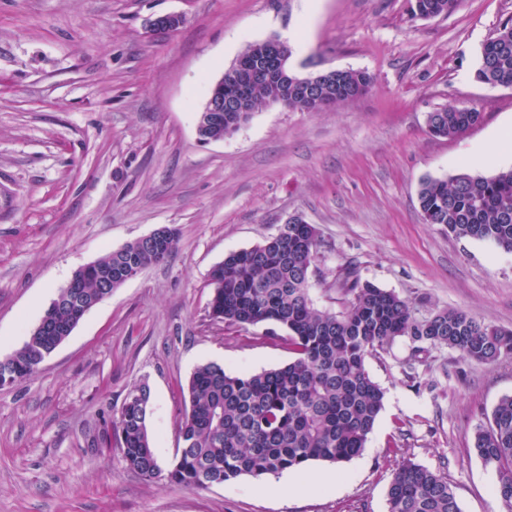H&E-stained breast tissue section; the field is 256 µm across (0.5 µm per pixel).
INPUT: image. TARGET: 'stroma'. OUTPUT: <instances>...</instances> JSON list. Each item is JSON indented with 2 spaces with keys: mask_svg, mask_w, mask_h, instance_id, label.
<instances>
[{
  "mask_svg": "<svg viewBox=\"0 0 512 512\" xmlns=\"http://www.w3.org/2000/svg\"><path fill=\"white\" fill-rule=\"evenodd\" d=\"M308 0H0V356L19 347L73 273L105 251L176 228L163 262L94 306L30 379L0 387V512H386L394 461L447 476L462 512H502L498 477L471 451L512 396V358L480 364L409 338L368 358L384 407L358 457L243 476L203 489L164 475L181 446L184 387L215 362L234 374L288 363L269 325L209 316V272L276 233L288 216L320 240L315 306L340 310L338 269L395 292L424 319L443 308L512 330V254L423 223V178L462 172L512 125V88L478 82L482 45L512 0H462L412 17L410 0H321L291 71L367 72L361 97L324 112L266 106L202 143L198 114L247 44L283 39ZM183 15L174 32L153 18ZM481 112L463 136L429 133L430 112ZM150 388L161 476L126 468L107 443L127 390Z\"/></svg>",
  "mask_w": 512,
  "mask_h": 512,
  "instance_id": "35a3bbf8",
  "label": "stroma"
}]
</instances>
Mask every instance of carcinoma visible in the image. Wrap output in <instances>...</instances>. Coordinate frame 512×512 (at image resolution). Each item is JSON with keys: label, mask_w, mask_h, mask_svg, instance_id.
Returning <instances> with one entry per match:
<instances>
[{"label": "carcinoma", "mask_w": 512, "mask_h": 512, "mask_svg": "<svg viewBox=\"0 0 512 512\" xmlns=\"http://www.w3.org/2000/svg\"><path fill=\"white\" fill-rule=\"evenodd\" d=\"M461 0H413L412 15L429 19L453 13ZM478 81L512 87V25H504L481 48ZM364 72L346 69L324 82L335 107L364 94ZM268 90L257 85L244 119L266 104ZM479 113L448 107L428 115L429 132L456 137L478 122ZM420 214L456 237L494 244L512 252V167L485 177L459 173L426 178L418 192ZM158 248L137 239L97 258L99 273L83 274V304L95 306L103 277H117L134 259L148 268L168 257L178 243L176 229ZM319 240L311 224L279 227L278 233L248 249L232 252L209 273V308L226 326L274 324L288 331L271 339L293 354L285 366L255 374H231L206 363L191 374L189 410L179 429L182 447L166 476L187 489L248 475L278 476L313 462L338 464L360 455L383 408L384 391L370 377L366 360L407 337L424 346L448 347L464 357L494 363L512 357V331L488 326L470 313L444 309L426 319L412 315L399 295L342 269L341 311L315 307L309 270ZM59 305L41 320L67 321L71 296L60 289ZM64 337L31 328L23 344L0 359V376L17 384L34 375ZM150 389L142 383L126 393L113 436L128 469L146 478L161 474L147 414ZM472 451L498 474L497 496L512 512V396L503 397L489 422L476 429ZM388 512H461L442 474L411 461L393 470L386 493Z\"/></svg>", "instance_id": "carcinoma-1"}]
</instances>
